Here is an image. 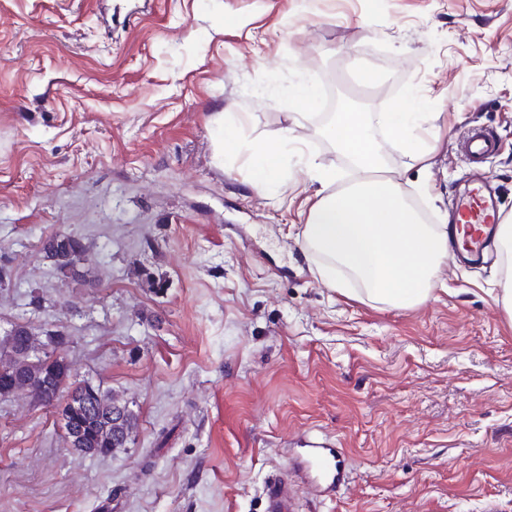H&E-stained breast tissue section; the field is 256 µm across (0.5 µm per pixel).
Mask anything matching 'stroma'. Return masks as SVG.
I'll return each mask as SVG.
<instances>
[{"label": "stroma", "instance_id": "stroma-1", "mask_svg": "<svg viewBox=\"0 0 512 512\" xmlns=\"http://www.w3.org/2000/svg\"><path fill=\"white\" fill-rule=\"evenodd\" d=\"M130 7L0 0V335L68 336L72 374L139 417L126 448L82 456L54 409L0 397V512H265L288 448L314 437L346 479L333 496L298 485L296 512H512L497 253L447 259L404 309L330 288L297 237L311 166L352 177L318 129L343 92L372 116L412 91L437 113L424 171L376 132L432 223L477 170L512 214V0H151L103 26ZM300 80L324 98L263 197L236 141L289 127ZM224 112L240 124L218 151ZM474 127L500 141L477 169L459 149ZM58 231L92 242L85 280L45 258Z\"/></svg>", "mask_w": 512, "mask_h": 512}]
</instances>
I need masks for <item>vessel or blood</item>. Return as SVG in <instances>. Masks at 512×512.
<instances>
[{"mask_svg": "<svg viewBox=\"0 0 512 512\" xmlns=\"http://www.w3.org/2000/svg\"><path fill=\"white\" fill-rule=\"evenodd\" d=\"M466 149L472 158L480 159L495 153L497 139L489 131L473 129L465 139ZM497 206L485 184L472 182L459 199L456 213L472 229L470 235L453 241V249H460L470 257H480L491 235L496 220ZM289 467L310 474L313 483L326 494L335 493L344 478L337 466V451L327 442L308 441L305 447L292 449ZM266 512H292L291 500L284 482L271 484L266 493Z\"/></svg>", "mask_w": 512, "mask_h": 512, "instance_id": "obj_1", "label": "vessel or blood"}]
</instances>
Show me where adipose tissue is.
<instances>
[{"label": "adipose tissue", "mask_w": 512, "mask_h": 512, "mask_svg": "<svg viewBox=\"0 0 512 512\" xmlns=\"http://www.w3.org/2000/svg\"><path fill=\"white\" fill-rule=\"evenodd\" d=\"M430 118V113L415 111L405 101L375 118L363 112H336L324 126V134L355 171L350 184L338 189L335 174L316 169L315 201L299 232L303 244L322 257L319 273L328 284H335L341 267L376 302L411 308L431 295L448 256L451 229L422 223L387 168L375 135L376 126H384L403 145L410 162L422 164L434 151L423 137ZM291 138V129L279 130L246 144L251 159L248 182L258 194L280 186L281 157ZM492 244L503 258L496 300L512 318V216L498 224Z\"/></svg>", "instance_id": "obj_1"}]
</instances>
